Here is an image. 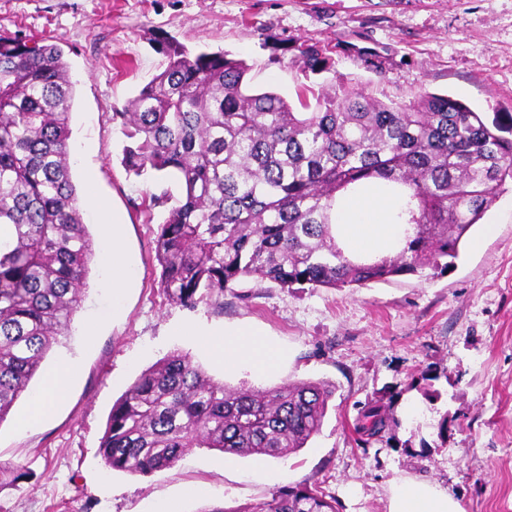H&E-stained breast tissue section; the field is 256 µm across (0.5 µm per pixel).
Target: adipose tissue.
Returning a JSON list of instances; mask_svg holds the SVG:
<instances>
[{
    "instance_id": "adipose-tissue-1",
    "label": "adipose tissue",
    "mask_w": 512,
    "mask_h": 512,
    "mask_svg": "<svg viewBox=\"0 0 512 512\" xmlns=\"http://www.w3.org/2000/svg\"><path fill=\"white\" fill-rule=\"evenodd\" d=\"M398 209V200L380 187L347 199L341 209V222L336 226L338 245L350 255L382 256L396 252L406 235L405 225L394 221ZM124 230L120 214H113L107 254L112 259L113 292L118 296L134 283L132 264L125 251ZM194 336L198 345L228 370L248 366L263 373L281 361L276 345L255 329L228 327L219 333L198 330ZM70 377V367L60 365L45 391L36 398L32 410L22 419V426L40 422L56 403L65 399ZM388 512H462V509L439 485L396 479L391 483Z\"/></svg>"
}]
</instances>
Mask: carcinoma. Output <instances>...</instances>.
<instances>
[{
  "label": "carcinoma",
  "mask_w": 512,
  "mask_h": 512,
  "mask_svg": "<svg viewBox=\"0 0 512 512\" xmlns=\"http://www.w3.org/2000/svg\"><path fill=\"white\" fill-rule=\"evenodd\" d=\"M166 67L112 113L130 145L122 163L181 185L156 234L159 284L193 310L224 309V292L253 278L282 288H364L423 270H448L460 244L512 179V128L487 122L447 95L416 92L385 103L342 85L301 111L252 92L249 66L222 52L166 48ZM304 68L335 61L301 45ZM74 84L62 49L0 37V423L27 391L80 307L94 254L71 179ZM383 183L413 230L398 252L347 256L336 242L343 195ZM335 392L329 381L271 390L228 388L188 352L145 370L112 406L99 446L104 466L147 475L192 448L284 457L317 435ZM389 407L366 403L356 431L378 438ZM201 512H337L305 483L258 506Z\"/></svg>",
  "instance_id": "carcinoma-1"
}]
</instances>
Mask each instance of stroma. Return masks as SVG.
<instances>
[{
    "mask_svg": "<svg viewBox=\"0 0 512 512\" xmlns=\"http://www.w3.org/2000/svg\"><path fill=\"white\" fill-rule=\"evenodd\" d=\"M0 36L55 43L74 81L72 181L125 223L137 277L120 300L112 272L93 261L65 336L0 423V464L20 472L0 487V512H203L256 505L299 483L320 486L339 512H388L392 480L440 485L464 512H512V180H506L453 269L367 288H282L253 280L225 292L223 310H188L159 286L155 238L165 207L149 194L173 181L135 175L112 115L167 57L159 43L244 60L257 91L294 100L301 85L363 87L381 101L448 94L512 125V0H0ZM317 44L332 71H305L296 51ZM120 318H113V309ZM262 331L285 351L273 372H227L187 326ZM230 387L269 389L324 380L336 391L319 434L284 458L186 452L168 469L132 475L98 454L113 403L174 350ZM73 362L70 390L23 429L47 375ZM389 405L382 437L354 431L365 403Z\"/></svg>",
    "mask_w": 512,
    "mask_h": 512,
    "instance_id": "1",
    "label": "stroma"
}]
</instances>
